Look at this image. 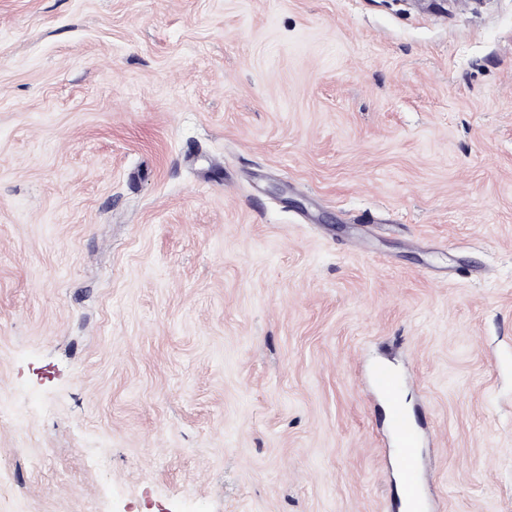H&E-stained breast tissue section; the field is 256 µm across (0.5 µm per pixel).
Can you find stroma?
<instances>
[{"instance_id": "obj_1", "label": "stroma", "mask_w": 512, "mask_h": 512, "mask_svg": "<svg viewBox=\"0 0 512 512\" xmlns=\"http://www.w3.org/2000/svg\"><path fill=\"white\" fill-rule=\"evenodd\" d=\"M512 512V0H0V512ZM373 381L376 389L389 402V425L397 447L395 464L401 482L398 506L404 510L402 512H424L418 428L399 396L392 374L385 367H380L374 372Z\"/></svg>"}]
</instances>
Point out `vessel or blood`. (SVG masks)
I'll return each mask as SVG.
<instances>
[{
  "instance_id": "vessel-or-blood-1",
  "label": "vessel or blood",
  "mask_w": 512,
  "mask_h": 512,
  "mask_svg": "<svg viewBox=\"0 0 512 512\" xmlns=\"http://www.w3.org/2000/svg\"><path fill=\"white\" fill-rule=\"evenodd\" d=\"M373 381L376 389L389 402V425L397 447L395 464L401 482L399 506L403 512H423L418 428L399 396L392 374L386 368H379L374 373Z\"/></svg>"
}]
</instances>
